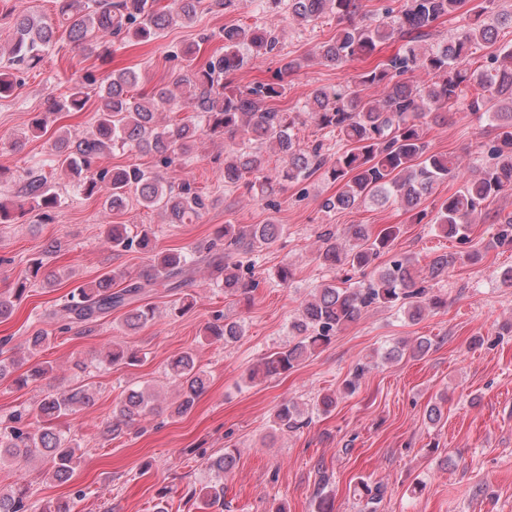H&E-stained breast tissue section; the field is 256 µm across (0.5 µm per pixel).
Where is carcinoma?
<instances>
[{
	"mask_svg": "<svg viewBox=\"0 0 512 512\" xmlns=\"http://www.w3.org/2000/svg\"><path fill=\"white\" fill-rule=\"evenodd\" d=\"M237 0H173L171 7H158V0H53L54 17L29 12L17 15L14 36L7 53V66L0 69V97L11 95L14 72L37 67L57 44L56 33L63 27L75 49L94 52L112 47V41L148 43L159 38L176 23L192 25L203 5L227 9ZM404 0L399 9H388L377 18L357 17L356 0H260L259 6L280 10L287 6L288 17L307 25L328 15L336 18V35L319 47L323 63L340 66L372 53L379 44L396 36L409 35L403 53L380 67L359 74L354 85L342 89L317 88L302 106L315 125L350 145L336 153L325 174L337 183L336 193L325 199L326 210H346L373 203H397L415 212L417 221L424 213L419 206L434 185L447 178H462V187L441 202L432 223L446 238L466 243L467 232L476 218L505 192H512V45L490 55L484 64L472 67L473 48L494 44L499 27L512 25V12L497 13L495 0ZM462 12L464 23L448 41L429 46L419 38L439 17ZM217 40L216 48L198 61L201 45ZM279 39L273 30L258 26L226 25L217 32L204 33L199 41L182 51L186 71L170 85L156 86L148 93L136 92L139 75L131 69L111 70L95 78L88 75L72 83L62 96L49 95L45 111L31 120L28 133L12 142L21 151L29 137L47 131L51 116L81 112L89 101L86 84L98 83V107L93 125L79 137L63 131L56 136L47 157L24 172L21 193L30 208L48 219L61 204L51 172L70 174L85 196L102 200L110 212H121L130 196L145 208L155 209L169 224H194L213 206L214 199L187 176L177 185H169L156 173L137 163L105 168L100 161L121 147L130 152L153 155L170 166L196 152L198 141L208 136L231 144L224 148V183L244 185L253 196L269 198L286 183L309 178L324 166L325 144L299 141L295 127L298 112H283L273 107L285 87L280 82L240 87L229 79L250 59L278 51ZM424 72L428 80L411 83L407 74ZM379 88L382 97L372 99L366 91ZM462 107L479 118L485 116L495 130L486 145L487 161L464 176L460 163L451 155L431 153L422 125L433 111ZM190 115L180 116L183 110ZM270 147L282 159V169L271 176L261 167V151ZM495 243L512 249V213L496 215ZM401 229L390 225L372 235L364 224H352L343 233L326 230L318 236L316 249L320 265L329 269L344 266L362 272L363 280L347 287L331 281L318 285L305 300L299 315L291 323L294 339L288 346L260 359L249 370V378L269 379L288 373L315 355L322 347L372 308L401 305L413 322L440 306L430 282L448 266L472 255L440 254L422 274L413 256L394 258L375 264L389 249ZM283 234V225L226 224L216 229V240L196 244L191 250L158 252L154 234L145 229L129 235L124 224L107 225L106 238L115 251L136 249L148 255V261L135 274L114 268L95 280L72 289L52 313L56 332L67 333L73 325L87 323L124 310L121 328L136 332L155 318V308L137 303L148 288H179L187 270L203 262L211 270L214 283L232 296L245 295L256 283L246 278L252 272L251 254L260 244L271 245ZM127 286L119 290L120 283ZM25 291L21 283L12 296L0 294V319L13 311V300ZM53 332L36 329L22 349L31 361L26 373L12 377L21 362L9 340H0V381L12 378V385L24 387L44 378L53 366L39 360ZM211 343L230 346L242 336L241 325L217 317L205 328ZM432 348V341L418 337L399 340L384 355L387 361L405 356L419 358ZM139 361L137 352L114 344L99 357L106 366H130ZM367 367L355 368L345 381L342 394L356 391ZM167 372L177 393L172 414H188L208 387L207 376L197 365L194 354L180 352L169 358ZM340 394V395H342ZM340 395L324 393L316 407L324 414L336 409ZM94 402L92 392L83 387L48 391L24 412L0 422V462L27 464L39 459L48 464L46 479L66 482L78 460L74 439L57 428L60 418L73 415ZM153 396L143 389H130L112 410V416L98 424L101 434L121 439L130 425L150 413ZM309 417L298 403L285 399L273 413V426L281 433L298 431ZM237 451L226 452L209 462L215 474L213 484L203 494L204 506L224 507V474L236 465ZM314 493L316 512H334L333 498L325 493L329 476L318 470ZM366 505L380 502L382 485L363 481L354 488ZM0 512H72L68 505H44L31 502L25 485L0 487Z\"/></svg>",
	"mask_w": 512,
	"mask_h": 512,
	"instance_id": "carcinoma-1",
	"label": "carcinoma"
}]
</instances>
